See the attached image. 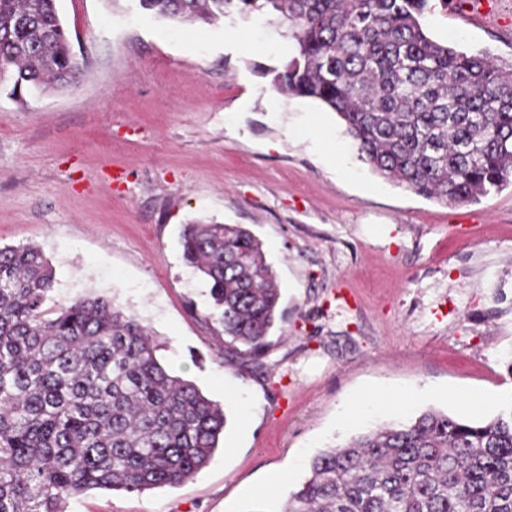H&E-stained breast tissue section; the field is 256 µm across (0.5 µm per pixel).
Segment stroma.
Returning <instances> with one entry per match:
<instances>
[{
  "label": "stroma",
  "instance_id": "1",
  "mask_svg": "<svg viewBox=\"0 0 512 512\" xmlns=\"http://www.w3.org/2000/svg\"><path fill=\"white\" fill-rule=\"evenodd\" d=\"M494 2L470 20L432 0L424 28L512 62V0ZM57 8L82 74L18 97L0 83V245L43 249L52 303L94 294L135 314L160 362L227 415L193 479L93 490L65 512L276 510L320 450L395 417L512 410L511 185L444 205L371 171L336 113L273 85L267 71L292 46L276 17L180 23L139 0ZM192 220L244 225L263 245L281 290L263 366L225 352L206 318L207 288L182 260ZM375 388L409 401L342 423L343 403Z\"/></svg>",
  "mask_w": 512,
  "mask_h": 512
}]
</instances>
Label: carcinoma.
I'll use <instances>...</instances> for the list:
<instances>
[{"mask_svg":"<svg viewBox=\"0 0 512 512\" xmlns=\"http://www.w3.org/2000/svg\"><path fill=\"white\" fill-rule=\"evenodd\" d=\"M139 2L179 22L213 23L230 4L276 16L293 48L275 86L335 112L359 160L419 196L476 202L512 184V64L429 37L430 0ZM79 73L56 0H0V82L67 89ZM181 245L225 351L262 358L281 292L261 242L239 224L193 222ZM55 283L40 247H0V512L192 479L224 436L223 407L169 372L121 306H47ZM279 512H512V414L430 409L330 446Z\"/></svg>","mask_w":512,"mask_h":512,"instance_id":"carcinoma-1","label":"carcinoma"}]
</instances>
